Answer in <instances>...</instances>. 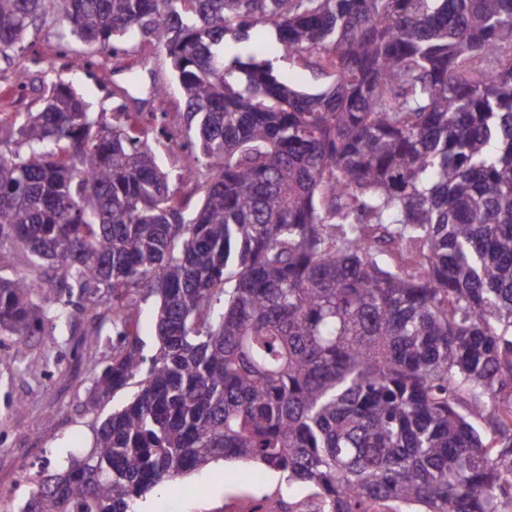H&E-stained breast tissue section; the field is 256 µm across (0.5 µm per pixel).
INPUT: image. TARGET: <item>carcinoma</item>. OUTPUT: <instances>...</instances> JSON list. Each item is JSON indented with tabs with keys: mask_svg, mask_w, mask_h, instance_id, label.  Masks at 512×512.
<instances>
[{
	"mask_svg": "<svg viewBox=\"0 0 512 512\" xmlns=\"http://www.w3.org/2000/svg\"><path fill=\"white\" fill-rule=\"evenodd\" d=\"M51 14L104 53L163 48L184 125L178 154L126 103L103 121L53 79L39 107L0 117L12 360L109 293L118 342L84 411L137 387L92 447L32 475L19 512H134L218 461L313 484L322 512H500L512 0H0L20 83ZM252 28L272 51L243 47ZM156 307L152 299L143 301L140 305L138 333L147 344V354L155 343Z\"/></svg>",
	"mask_w": 512,
	"mask_h": 512,
	"instance_id": "cac0c4a2",
	"label": "carcinoma"
}]
</instances>
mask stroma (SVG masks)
<instances>
[{
    "mask_svg": "<svg viewBox=\"0 0 512 512\" xmlns=\"http://www.w3.org/2000/svg\"><path fill=\"white\" fill-rule=\"evenodd\" d=\"M63 24L52 20L30 30L27 55L31 61L27 85L0 76V111H26L38 98L42 59L55 58L61 77L88 101L94 112L112 107L114 86L143 81L144 68L137 51L112 56L106 70L87 74L84 61L97 47L79 42L61 43ZM99 329L102 341L84 342L83 335ZM111 321L90 315L72 325L44 330L29 340L28 360L0 364V512H17L32 489L22 483L24 472L46 462L59 463L68 452L89 447L95 420L83 411L82 401L92 378L112 361ZM25 400L23 415L13 413ZM51 416V427L41 420ZM245 462H218L154 489L136 503L137 512H156L159 500H167L171 512H321L322 498L316 487L287 484L280 474L257 477Z\"/></svg>",
    "mask_w": 512,
    "mask_h": 512,
    "instance_id": "stroma-1",
    "label": "stroma"
}]
</instances>
